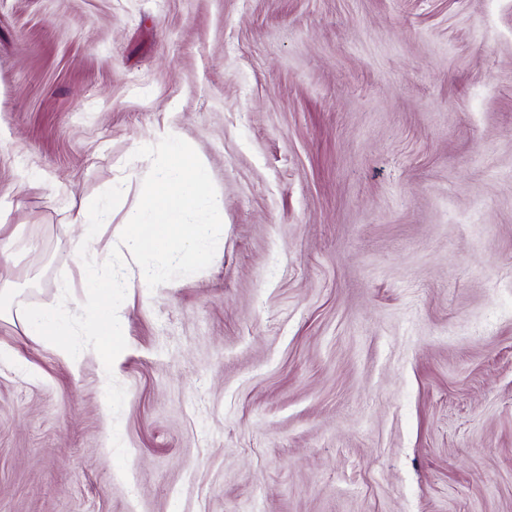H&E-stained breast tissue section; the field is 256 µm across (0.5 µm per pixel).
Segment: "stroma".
<instances>
[{
	"label": "stroma",
	"instance_id": "obj_1",
	"mask_svg": "<svg viewBox=\"0 0 512 512\" xmlns=\"http://www.w3.org/2000/svg\"><path fill=\"white\" fill-rule=\"evenodd\" d=\"M165 125L219 249L109 371L0 319V512H512V0H0V289L79 312Z\"/></svg>",
	"mask_w": 512,
	"mask_h": 512
}]
</instances>
